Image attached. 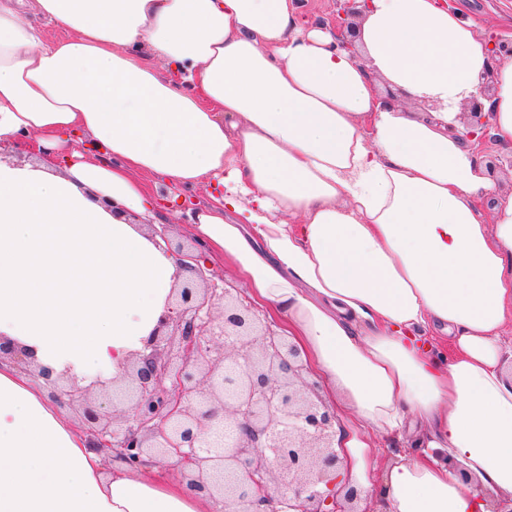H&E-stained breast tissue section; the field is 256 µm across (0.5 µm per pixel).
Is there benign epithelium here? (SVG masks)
I'll return each mask as SVG.
<instances>
[{"mask_svg": "<svg viewBox=\"0 0 512 512\" xmlns=\"http://www.w3.org/2000/svg\"><path fill=\"white\" fill-rule=\"evenodd\" d=\"M336 30L352 44L357 0H336ZM492 73L464 108L467 125L483 133ZM202 245L177 253L193 279L175 289L173 308L131 366V382L105 402L91 387L62 383L22 348L0 339L7 358L41 378L50 397L82 411L91 447L109 463L140 469L169 461L199 493L229 512H361L354 488L327 495L343 465L336 414L300 349L200 265ZM223 337L221 345L213 337ZM224 413L233 436L216 448L210 423Z\"/></svg>", "mask_w": 512, "mask_h": 512, "instance_id": "1", "label": "benign epithelium"}]
</instances>
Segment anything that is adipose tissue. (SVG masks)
<instances>
[{
    "mask_svg": "<svg viewBox=\"0 0 512 512\" xmlns=\"http://www.w3.org/2000/svg\"><path fill=\"white\" fill-rule=\"evenodd\" d=\"M360 10L346 49L295 0H0V338L59 372L121 375L180 273L140 177L218 179L193 233L325 382L348 423L340 484L386 512H490L512 502V193L460 115L493 70L483 106L512 144V59L493 63L449 0ZM390 432L416 455L381 462ZM0 512L213 503L160 464L106 468L3 362Z\"/></svg>",
    "mask_w": 512,
    "mask_h": 512,
    "instance_id": "obj_1",
    "label": "adipose tissue"
}]
</instances>
